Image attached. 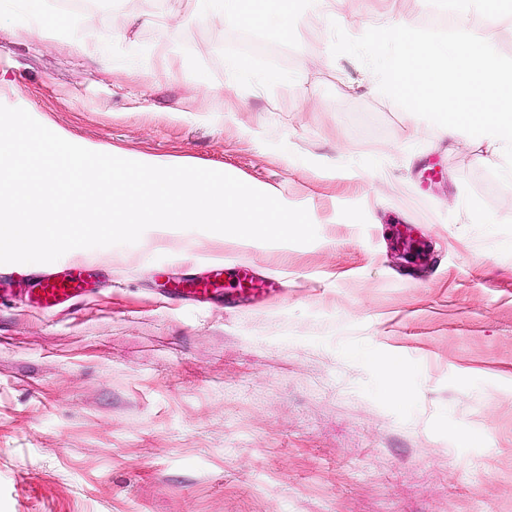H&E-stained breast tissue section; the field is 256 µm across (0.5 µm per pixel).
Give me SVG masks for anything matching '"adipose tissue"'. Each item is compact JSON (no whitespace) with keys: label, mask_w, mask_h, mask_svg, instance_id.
<instances>
[{"label":"adipose tissue","mask_w":512,"mask_h":512,"mask_svg":"<svg viewBox=\"0 0 512 512\" xmlns=\"http://www.w3.org/2000/svg\"><path fill=\"white\" fill-rule=\"evenodd\" d=\"M201 3L244 27H273L289 37L298 32L297 26L288 22L289 16L298 9V0H201ZM26 6L31 19L26 31L31 37L63 44L77 55L95 52V45L88 43L77 30L64 21L46 16L42 0H26Z\"/></svg>","instance_id":"adipose-tissue-1"}]
</instances>
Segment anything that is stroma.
I'll use <instances>...</instances> for the list:
<instances>
[{
  "instance_id": "stroma-1",
  "label": "stroma",
  "mask_w": 512,
  "mask_h": 512,
  "mask_svg": "<svg viewBox=\"0 0 512 512\" xmlns=\"http://www.w3.org/2000/svg\"><path fill=\"white\" fill-rule=\"evenodd\" d=\"M74 22L112 63L30 40L0 0V104L78 145L163 157L306 208L309 244L245 247L192 229L0 264V512H512V208L473 137L432 123L332 56L366 0L305 8L299 37L258 30L247 72L234 24L199 0H137ZM403 25L491 37L512 57V15L480 0H396ZM115 39L99 43L102 32ZM213 88L198 92L200 81ZM407 224L428 246L402 258ZM251 265L256 301L167 298L162 278ZM79 262V299L38 308L36 275ZM407 369L398 395L375 368Z\"/></svg>"
}]
</instances>
